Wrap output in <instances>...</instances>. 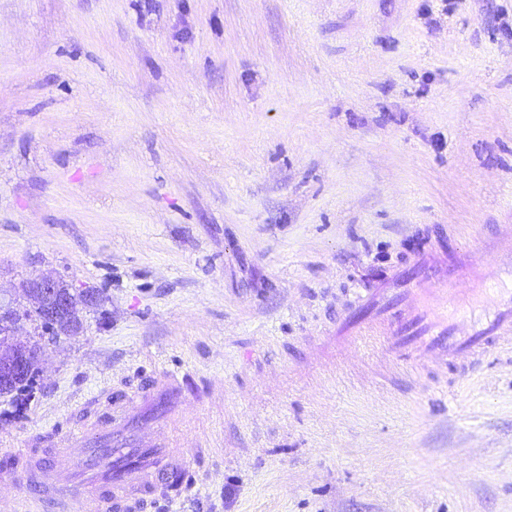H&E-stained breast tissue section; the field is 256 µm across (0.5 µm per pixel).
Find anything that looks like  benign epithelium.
<instances>
[{
    "label": "benign epithelium",
    "instance_id": "obj_1",
    "mask_svg": "<svg viewBox=\"0 0 512 512\" xmlns=\"http://www.w3.org/2000/svg\"><path fill=\"white\" fill-rule=\"evenodd\" d=\"M79 290L64 276L47 275L28 281L27 298L33 301L29 308L0 304V333L12 337L14 344L28 352V342L19 338L21 326L29 323L25 312L38 313L41 321L48 325L57 324L72 311L74 295ZM26 365V357L19 354L0 355V388L9 384Z\"/></svg>",
    "mask_w": 512,
    "mask_h": 512
}]
</instances>
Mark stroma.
<instances>
[{
	"label": "stroma",
	"instance_id": "35a3bbf8",
	"mask_svg": "<svg viewBox=\"0 0 512 512\" xmlns=\"http://www.w3.org/2000/svg\"><path fill=\"white\" fill-rule=\"evenodd\" d=\"M512 224V0H0V300L61 274L0 448L192 374L169 512H512V343L466 381L336 319Z\"/></svg>",
	"mask_w": 512,
	"mask_h": 512
}]
</instances>
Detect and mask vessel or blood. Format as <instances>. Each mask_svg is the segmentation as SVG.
I'll list each match as a JSON object with an SVG mask.
<instances>
[{
  "label": "vessel or blood",
  "instance_id": "obj_1",
  "mask_svg": "<svg viewBox=\"0 0 512 512\" xmlns=\"http://www.w3.org/2000/svg\"><path fill=\"white\" fill-rule=\"evenodd\" d=\"M414 277L393 269L371 288L362 311H345L336 338L385 339L402 362L432 357L465 377L487 349L512 338V233L480 239L451 254L428 246L414 254ZM185 396L172 376L148 381L135 398L109 399L95 426L72 416L65 429L0 455V486L17 497L0 512H145L172 500L194 481L192 450L178 440L157 441L148 429L175 422Z\"/></svg>",
  "mask_w": 512,
  "mask_h": 512
}]
</instances>
